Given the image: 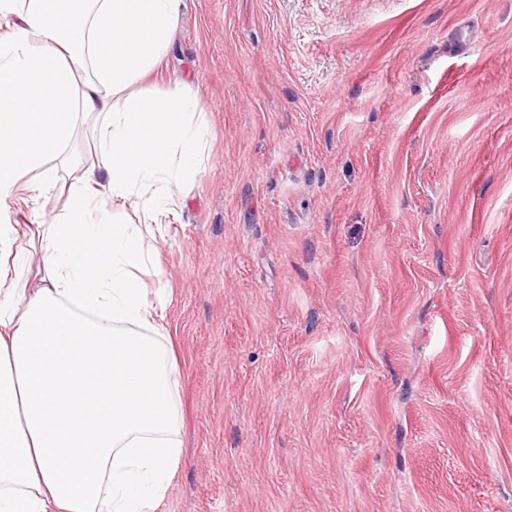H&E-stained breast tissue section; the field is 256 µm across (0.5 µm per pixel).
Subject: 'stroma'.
<instances>
[{"instance_id":"obj_1","label":"stroma","mask_w":512,"mask_h":512,"mask_svg":"<svg viewBox=\"0 0 512 512\" xmlns=\"http://www.w3.org/2000/svg\"><path fill=\"white\" fill-rule=\"evenodd\" d=\"M178 86L157 512H512V0H184L138 88Z\"/></svg>"}]
</instances>
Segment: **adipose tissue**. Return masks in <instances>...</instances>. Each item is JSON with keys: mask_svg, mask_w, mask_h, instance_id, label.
Wrapping results in <instances>:
<instances>
[{"mask_svg": "<svg viewBox=\"0 0 512 512\" xmlns=\"http://www.w3.org/2000/svg\"><path fill=\"white\" fill-rule=\"evenodd\" d=\"M183 0H0V209L56 189L46 164L102 114L39 265L0 220V512H155L182 455L181 373L145 247L204 164L198 99L132 92ZM122 203L138 224L109 223Z\"/></svg>", "mask_w": 512, "mask_h": 512, "instance_id": "1", "label": "adipose tissue"}]
</instances>
